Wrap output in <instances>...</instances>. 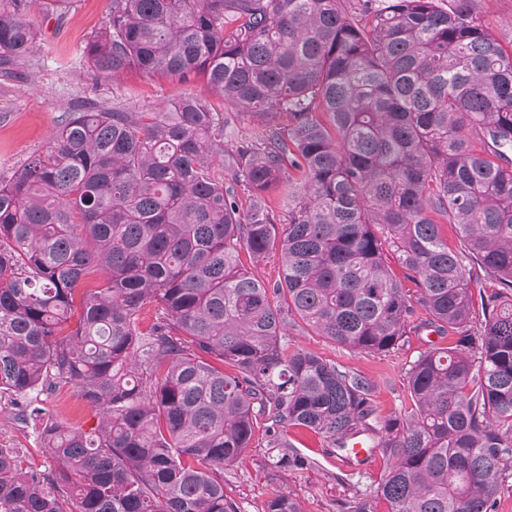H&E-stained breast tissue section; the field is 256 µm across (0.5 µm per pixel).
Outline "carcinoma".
I'll list each match as a JSON object with an SVG mask.
<instances>
[{"mask_svg": "<svg viewBox=\"0 0 512 512\" xmlns=\"http://www.w3.org/2000/svg\"><path fill=\"white\" fill-rule=\"evenodd\" d=\"M60 2L0 0V66L31 55V5L49 20ZM479 10L112 0L76 62L106 79L203 74L237 111L191 94L92 104L0 177V393L54 464L41 477L0 448V512H239L224 466L270 412L279 470L312 464L291 427L338 450L366 437L389 461L386 512H493L512 477V51ZM275 247L268 285L252 265ZM413 300L458 338L411 362L404 415L378 417L362 379L288 348L294 316L343 347L397 350ZM63 388L97 411L89 430L47 407ZM262 512L303 510L273 487Z\"/></svg>", "mask_w": 512, "mask_h": 512, "instance_id": "cac0c4a2", "label": "carcinoma"}]
</instances>
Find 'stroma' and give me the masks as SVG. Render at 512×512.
Instances as JSON below:
<instances>
[{"mask_svg": "<svg viewBox=\"0 0 512 512\" xmlns=\"http://www.w3.org/2000/svg\"><path fill=\"white\" fill-rule=\"evenodd\" d=\"M110 7L111 0H63L59 14L40 24L31 60L10 70L0 69V175L10 176L31 156L44 151L63 115L78 111L82 102L109 108L145 102L157 105L185 93L209 98L201 75L183 84L174 77H146L131 70L104 80L89 68L74 65V48L103 27ZM426 318L422 309H415L408 341L401 349L384 355L332 344L301 326L289 327L288 345L316 352L365 380L378 416L385 418L403 414L411 406L406 375L410 362L430 346H445L454 340L451 334L425 329ZM269 423V418L260 419L250 448L224 468V491L241 512H261L274 487L298 500L304 512H341L345 501L376 497L388 467L383 453L362 463L350 461L335 454L317 435L292 429L289 440L312 464L303 470L279 471L268 464L263 445ZM37 433L34 426L14 423L11 398L1 395L0 447L22 449L30 468L45 476L53 464L40 452Z\"/></svg>", "mask_w": 512, "mask_h": 512, "instance_id": "obj_1", "label": "stroma"}]
</instances>
